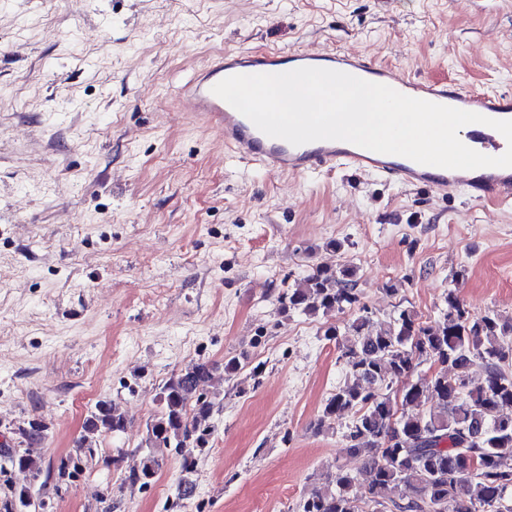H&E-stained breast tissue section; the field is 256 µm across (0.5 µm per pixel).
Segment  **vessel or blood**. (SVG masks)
Masks as SVG:
<instances>
[{
	"mask_svg": "<svg viewBox=\"0 0 512 512\" xmlns=\"http://www.w3.org/2000/svg\"><path fill=\"white\" fill-rule=\"evenodd\" d=\"M301 67L342 71L390 86L414 98L475 112L495 120H512V96L494 91L473 93L464 85L442 80H422L400 75L352 52L311 54L301 50L256 51L224 56L212 64L186 91L192 111L214 119L224 129V145L234 154L280 173L305 174L344 166L361 173L380 174L400 184L427 188L447 195L465 189L470 200L512 201V168H482L479 175L416 163L409 158L373 152L345 141L320 140L295 146L261 132L248 118L213 94L212 88L233 75L277 74ZM473 142L482 154L498 156L507 142L495 129L475 124Z\"/></svg>",
	"mask_w": 512,
	"mask_h": 512,
	"instance_id": "vessel-or-blood-1",
	"label": "vessel or blood"
}]
</instances>
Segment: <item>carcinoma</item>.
I'll use <instances>...</instances> for the list:
<instances>
[{"label":"carcinoma","mask_w":512,"mask_h":512,"mask_svg":"<svg viewBox=\"0 0 512 512\" xmlns=\"http://www.w3.org/2000/svg\"><path fill=\"white\" fill-rule=\"evenodd\" d=\"M355 270L320 268L296 288L279 296L288 314L327 313L358 302ZM448 313L443 320L423 325L403 310L398 317L370 330L367 308L345 329L325 330L338 340L341 355L349 359L353 381L338 388L327 400L323 419L354 413L346 435L350 448L368 453L371 478L364 490L353 493L355 478L336 472L335 489H314L299 504L300 512H512V324L491 314L470 313L453 293H448ZM439 365L424 378L411 379L422 358ZM479 365L484 381L470 384V370ZM208 363L171 375L160 388V410L148 425L155 448H182L190 441L198 448L209 443V420L217 394L199 391L212 379ZM403 382L397 401L381 389ZM436 402L429 411L418 407L422 397ZM126 418L107 401L96 404L86 419L87 436L117 434ZM160 463L148 451L129 466L131 483L147 486ZM470 484L471 497L457 496V486Z\"/></svg>","instance_id":"carcinoma-1"}]
</instances>
